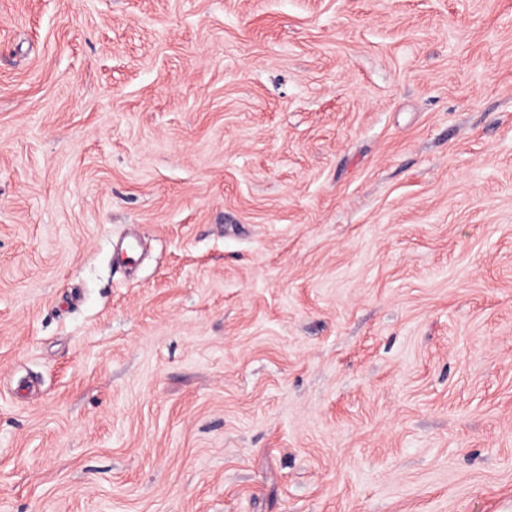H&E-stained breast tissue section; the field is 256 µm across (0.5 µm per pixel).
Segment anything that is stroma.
<instances>
[{"mask_svg":"<svg viewBox=\"0 0 512 512\" xmlns=\"http://www.w3.org/2000/svg\"><path fill=\"white\" fill-rule=\"evenodd\" d=\"M0 512H512V0H0Z\"/></svg>","mask_w":512,"mask_h":512,"instance_id":"35a3bbf8","label":"stroma"}]
</instances>
